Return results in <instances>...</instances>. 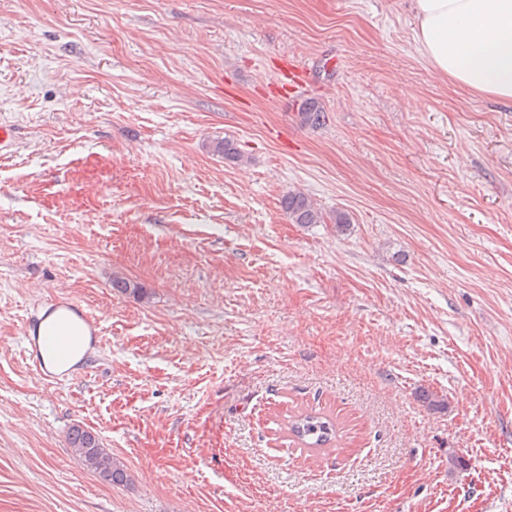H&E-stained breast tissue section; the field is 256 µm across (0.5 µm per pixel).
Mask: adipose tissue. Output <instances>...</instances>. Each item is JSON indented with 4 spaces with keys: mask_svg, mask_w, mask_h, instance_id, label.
I'll return each mask as SVG.
<instances>
[{
    "mask_svg": "<svg viewBox=\"0 0 512 512\" xmlns=\"http://www.w3.org/2000/svg\"><path fill=\"white\" fill-rule=\"evenodd\" d=\"M415 40L433 70L477 94L512 100V0H414ZM94 336L76 307L49 304L26 344L43 373L74 371Z\"/></svg>",
    "mask_w": 512,
    "mask_h": 512,
    "instance_id": "adipose-tissue-1",
    "label": "adipose tissue"
}]
</instances>
